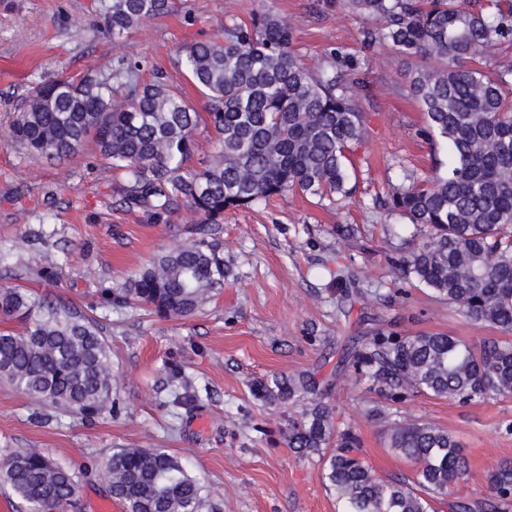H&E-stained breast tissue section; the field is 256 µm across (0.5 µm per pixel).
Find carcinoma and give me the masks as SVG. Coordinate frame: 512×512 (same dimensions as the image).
<instances>
[{
  "mask_svg": "<svg viewBox=\"0 0 512 512\" xmlns=\"http://www.w3.org/2000/svg\"><path fill=\"white\" fill-rule=\"evenodd\" d=\"M366 21L355 52L337 50L315 70L297 54L293 27L268 12L228 21L220 33L177 54V65L204 100L197 111L182 89L140 66L118 61L79 81L36 85L10 122L11 143L32 157L62 161L87 142L122 172L112 186L128 208L161 221L182 208L196 227L132 279L122 303L166 320L195 315L224 284V258L210 240L224 212L286 194L333 198L349 193V153L366 134L360 61L388 46L410 68L408 95L425 112L429 133L448 143L444 174L395 189L390 211L424 239L393 269L428 288L466 320L512 334V65L473 62L512 42V4L502 0H313ZM171 0H101V33L128 35L165 15ZM214 134L215 155L195 159L200 128ZM0 316L23 323L0 332V378L37 406L84 418L112 410V352L89 318L19 288L0 287ZM368 378L380 398L416 392L481 402L512 396V341L469 345L446 334L398 336L374 327L352 337L341 359ZM310 377L273 376L252 394L285 403L316 393ZM389 447L412 466L409 478L382 477L361 457L358 439L333 434L332 408L313 401L289 423L288 447L324 461L339 512H512V461L485 467L489 495L453 496L468 474L459 440L429 422L375 407ZM126 512H200L215 496L185 465L160 449L118 448L100 466ZM0 481L26 512H63L76 493L74 473L39 448H17L0 463Z\"/></svg>",
  "mask_w": 512,
  "mask_h": 512,
  "instance_id": "carcinoma-1",
  "label": "carcinoma"
}]
</instances>
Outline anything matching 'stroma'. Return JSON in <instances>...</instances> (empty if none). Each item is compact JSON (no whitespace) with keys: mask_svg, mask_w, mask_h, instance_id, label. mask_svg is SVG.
Wrapping results in <instances>:
<instances>
[{"mask_svg":"<svg viewBox=\"0 0 512 512\" xmlns=\"http://www.w3.org/2000/svg\"><path fill=\"white\" fill-rule=\"evenodd\" d=\"M99 0H0V250L29 236L30 250L0 265V286L17 287L92 315L112 350L113 408L85 419L35 408L0 380V460L15 448L43 449L77 476L66 512H94L111 500L99 467L117 448H159L178 457L220 498L201 512H336V495L319 456L288 446V424L306 400L270 405L253 396L255 381L309 373L333 410L336 430H352L362 456L381 475L410 474L371 414L378 395L354 367L338 361L349 336L384 322L399 333L448 334L475 344L494 335L451 314L414 279L394 272L397 247L414 234L383 201L404 172L448 168V145L430 136L424 112L407 96V66L379 49L362 67L366 135L355 148L349 196L334 201L286 195L225 213L214 241L223 288L196 315L164 320L134 304H109L154 256L186 238L191 215L157 224L112 194L117 173L94 144L57 163L9 143L14 110L28 91L59 76L125 58L142 79L165 72L176 83L178 50L213 35L226 21L268 11L294 28L310 67L338 48L354 51L364 23L337 8L315 13L312 0H172L169 14L116 40L99 35ZM52 278L35 274L43 256ZM96 280H87L86 267ZM361 292L339 309L343 296ZM401 417L447 429L463 445L470 473L462 495H487L488 461L512 460V396L462 402L423 394L390 403Z\"/></svg>","mask_w":512,"mask_h":512,"instance_id":"35a3bbf8","label":"stroma"}]
</instances>
